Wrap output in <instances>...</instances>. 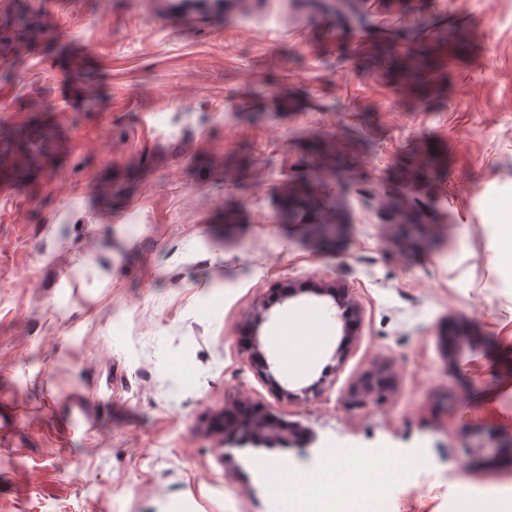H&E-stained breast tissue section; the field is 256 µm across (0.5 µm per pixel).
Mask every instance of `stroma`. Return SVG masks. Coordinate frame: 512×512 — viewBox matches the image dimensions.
I'll return each instance as SVG.
<instances>
[{"label":"stroma","mask_w":512,"mask_h":512,"mask_svg":"<svg viewBox=\"0 0 512 512\" xmlns=\"http://www.w3.org/2000/svg\"><path fill=\"white\" fill-rule=\"evenodd\" d=\"M0 11V512H279L226 404L389 457L385 512L512 491L480 396L512 374V0H243L176 27L155 0ZM336 222L327 242L308 227ZM288 282L308 296L277 302ZM361 308L344 363L337 310ZM261 300L322 321L274 392L239 344ZM479 348L447 368L448 320ZM395 389L347 407L377 364ZM511 223V222H510ZM493 225L499 259L506 264L512 261V224ZM311 294L317 297H328L334 305L341 310V321H343V340L336 349L334 358L340 363L346 353V349L356 336H353V326L360 316V309L354 299L344 289L337 288H312Z\"/></svg>","instance_id":"35a3bbf8"}]
</instances>
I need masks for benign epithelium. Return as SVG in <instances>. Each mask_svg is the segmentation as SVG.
Listing matches in <instances>:
<instances>
[{
  "mask_svg": "<svg viewBox=\"0 0 512 512\" xmlns=\"http://www.w3.org/2000/svg\"><path fill=\"white\" fill-rule=\"evenodd\" d=\"M281 301H290L303 295L310 294L317 297H328L334 305L341 310L343 321V340L336 349L334 358L342 361L346 349L355 339L353 326L360 316V309L354 299L344 289L337 288H299L293 283H287L281 289ZM270 316V306L264 302H257L247 314L245 321L253 325L250 336L243 344L244 350L251 366L257 375L275 392L283 395H294L282 384L273 370L274 363L269 361L265 341L258 332L259 325ZM454 350L448 352L446 361L450 368L458 363L460 354L466 350L477 348L474 338L465 332L451 336ZM392 391V377L390 369L377 365L353 382L347 392L346 404L349 407H360L371 401L381 399ZM296 440L295 432L284 423L270 417V412L264 414H251L247 412L242 402H235L224 407V443L242 446L250 444L255 447L276 448L284 444H292Z\"/></svg>",
  "mask_w": 512,
  "mask_h": 512,
  "instance_id": "7a95c632",
  "label": "benign epithelium"
}]
</instances>
